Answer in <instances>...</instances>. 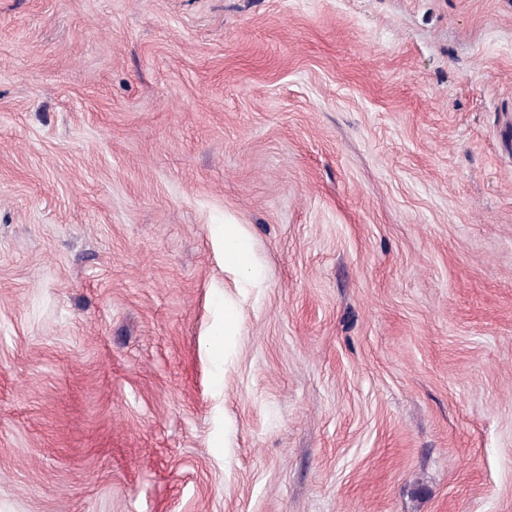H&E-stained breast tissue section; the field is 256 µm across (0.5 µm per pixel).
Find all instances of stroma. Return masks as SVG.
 <instances>
[{"instance_id":"35a3bbf8","label":"stroma","mask_w":512,"mask_h":512,"mask_svg":"<svg viewBox=\"0 0 512 512\" xmlns=\"http://www.w3.org/2000/svg\"><path fill=\"white\" fill-rule=\"evenodd\" d=\"M0 512H512V0H0ZM238 225L224 224V261L225 264L234 268H245L249 265L248 244L239 233Z\"/></svg>"}]
</instances>
